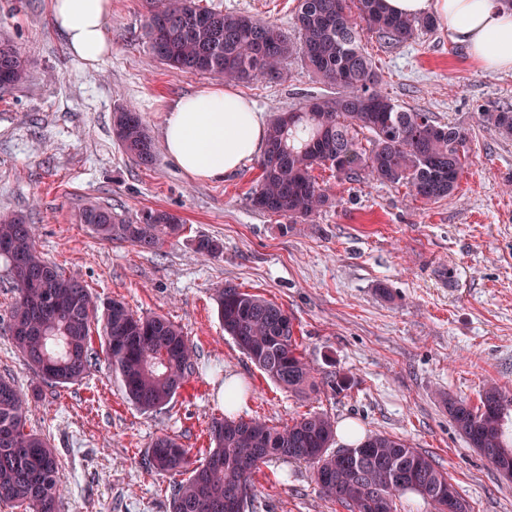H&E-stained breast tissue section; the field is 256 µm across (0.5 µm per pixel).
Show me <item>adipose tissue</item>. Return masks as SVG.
Wrapping results in <instances>:
<instances>
[{
	"instance_id": "obj_1",
	"label": "adipose tissue",
	"mask_w": 512,
	"mask_h": 512,
	"mask_svg": "<svg viewBox=\"0 0 512 512\" xmlns=\"http://www.w3.org/2000/svg\"><path fill=\"white\" fill-rule=\"evenodd\" d=\"M397 14L435 17L467 46L484 71H512V4L506 0H385ZM111 0H52L55 28L69 52L101 63L112 52L105 33ZM264 113L231 88L210 86L179 99L164 127L166 153L187 175L220 180L265 148Z\"/></svg>"
}]
</instances>
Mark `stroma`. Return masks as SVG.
Instances as JSON below:
<instances>
[{
  "instance_id": "35a3bbf8",
  "label": "stroma",
  "mask_w": 512,
  "mask_h": 512,
  "mask_svg": "<svg viewBox=\"0 0 512 512\" xmlns=\"http://www.w3.org/2000/svg\"><path fill=\"white\" fill-rule=\"evenodd\" d=\"M196 2L288 28L297 0ZM148 10L149 0H112V54L93 67L69 53L50 0H0V35L14 41L26 69L22 84L0 93V211L36 224L43 257L95 296L180 326L198 363L158 412L128 402L104 360L76 383L43 382L13 344L15 292L0 262V377L28 395L27 426L57 454L60 512H169L175 477L149 468L150 446L167 434L203 461L232 378L242 390L235 415L278 426L318 412L365 435L400 437L447 470L469 512H512V480L470 447L445 405L450 396L478 404L490 380L512 391V139L479 121L481 112L512 108V71L485 72L439 28L400 44L366 33L384 91L465 133L458 188L426 203L405 185L321 170L332 207L293 224L251 206L256 163L208 181L167 157L168 109L213 79L172 73L150 53ZM235 89L269 118L334 92L293 59L280 79ZM121 108L141 113L153 167L119 147L113 114ZM98 204L128 215L167 210L185 229L157 254L103 242L80 222L82 208ZM203 237L219 240L222 255H199ZM227 285L292 318L298 350L316 370L314 394L277 385L225 332L215 296ZM336 377L343 390L331 387ZM255 486L253 512H344L321 494L308 462L271 461Z\"/></svg>"
}]
</instances>
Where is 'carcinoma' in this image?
Instances as JSON below:
<instances>
[{
	"instance_id": "cac0c4a2",
	"label": "carcinoma",
	"mask_w": 512,
	"mask_h": 512,
	"mask_svg": "<svg viewBox=\"0 0 512 512\" xmlns=\"http://www.w3.org/2000/svg\"><path fill=\"white\" fill-rule=\"evenodd\" d=\"M436 27L431 16L392 15L384 0H298L292 30L252 15L209 10L195 0H157L146 23L150 52L173 72H193L231 83L282 76L283 64L300 59L336 95L307 100L277 114L257 160L260 176L251 206L302 223L331 203L314 175L330 169L352 180L368 177L407 184L414 196L436 202L453 194L467 162L466 135L428 112H412L382 88V76L362 37L372 31L390 43H404ZM26 73L14 42L0 37V90L21 84ZM480 122L512 137V110L482 112ZM114 132L123 152L150 167L155 147L140 113H115ZM370 134L369 147L359 135ZM80 221L104 241L127 242L157 253L183 231L179 216L147 210L136 217L90 205ZM196 252L217 257L222 245L197 241ZM0 260L16 290L10 323L36 329L12 335L28 366L44 382L63 386L82 379L105 355L128 400L145 412L167 406L196 372L194 347L163 316H141L123 302H102L86 285L47 262L36 246V227L14 213L0 214ZM224 330L269 378L302 395L316 390L314 370L299 352L294 325L273 302L235 286L216 294ZM101 324V349L92 345V327ZM448 415L469 444L491 463L512 459V395L486 383L476 406L450 399ZM29 400L12 381L0 377V502L24 512H58L62 481L56 454L40 434L27 429ZM335 421L306 414L271 427L258 418H216L209 428L208 456L190 461L177 439L163 435L149 452L158 473L178 474L170 512H225L224 501L245 491L253 500L255 476L272 459L311 462L329 477L325 495L348 512H362L368 497L376 512H395L394 499L413 492L434 512H448L440 495L452 486L432 456L405 440L375 433L351 446L357 463L338 461L329 451Z\"/></svg>"
}]
</instances>
